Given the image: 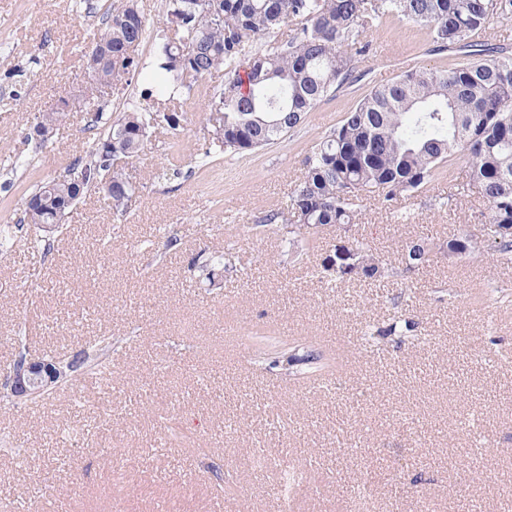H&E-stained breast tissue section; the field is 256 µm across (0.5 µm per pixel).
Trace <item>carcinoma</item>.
Here are the masks:
<instances>
[{"instance_id":"carcinoma-1","label":"carcinoma","mask_w":512,"mask_h":512,"mask_svg":"<svg viewBox=\"0 0 512 512\" xmlns=\"http://www.w3.org/2000/svg\"><path fill=\"white\" fill-rule=\"evenodd\" d=\"M512 14V0H166L170 34L149 30L136 0L107 10L89 29L84 64L89 79L85 112L93 146L74 157L63 175L28 194L42 201L41 219L60 224L87 193L102 195L116 215L127 213L139 185L126 172L158 126L149 107L135 101L124 115L107 116L101 87L122 83L136 70L148 83L147 97L186 104L216 74L207 108L213 130L199 166L222 154H241L272 145L302 124L320 102L353 79L355 58L370 50L366 29L375 22L408 20L428 30L442 48L463 45L470 59L447 69H408L373 89L340 123L311 147L305 175L289 196L291 219L281 231V212L262 227L280 233L285 256L307 254L310 237L326 226L355 223L363 198L380 193L389 205L420 192L455 158L463 160L460 189H476L487 205L481 240L452 238V255L488 246L512 259V56L490 53L474 37L496 16ZM151 40L155 66L138 68L129 50ZM63 113L42 112L35 125L54 135ZM112 181V192L102 183ZM425 239L405 245L394 268L358 238L341 241L322 257L317 270L329 282L375 283L420 269L430 261ZM236 267L230 252H216L200 267L213 281L215 270ZM417 323L397 316L371 330L404 342ZM103 366L94 348L72 356L74 370L89 361ZM319 355L303 345L265 357V370L281 377L314 371Z\"/></svg>"}]
</instances>
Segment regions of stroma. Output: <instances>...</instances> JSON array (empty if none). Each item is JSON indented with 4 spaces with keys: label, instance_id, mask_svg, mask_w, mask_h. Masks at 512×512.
<instances>
[{
    "label": "stroma",
    "instance_id": "35a3bbf8",
    "mask_svg": "<svg viewBox=\"0 0 512 512\" xmlns=\"http://www.w3.org/2000/svg\"><path fill=\"white\" fill-rule=\"evenodd\" d=\"M121 0H0V225L15 226L0 248V370L24 331L32 355L44 337L73 354L89 336L129 337L112 354L105 399L68 384L42 398L0 402V512H350L349 487L363 479L378 512H503L512 484V262L496 253H434L418 271L381 288L346 282L329 289L312 276L319 253L281 256L259 226L286 210L303 160L345 112L406 68L463 61L436 51L407 21L370 29L369 55L355 81L319 103L279 143L204 168L192 156L207 143L205 101L178 138L154 136L132 172L139 194L117 217L87 195L52 235L51 264L20 259L30 236L21 199L61 176L69 154L93 133L82 106L81 51L89 26ZM72 99L58 133L30 140L39 113L59 90ZM455 185L440 177L392 208L363 202L352 226L320 232L365 239L397 261L405 242L477 238L485 205L477 194L453 209L432 196ZM180 242L168 247L167 232ZM242 256L219 272L216 290L199 280L210 253ZM405 311L424 340L375 347L391 370L378 372L360 336ZM313 342L330 360L325 391L248 361L263 343ZM374 347V348H375ZM479 415L486 449L473 451L465 417Z\"/></svg>",
    "mask_w": 512,
    "mask_h": 512
}]
</instances>
